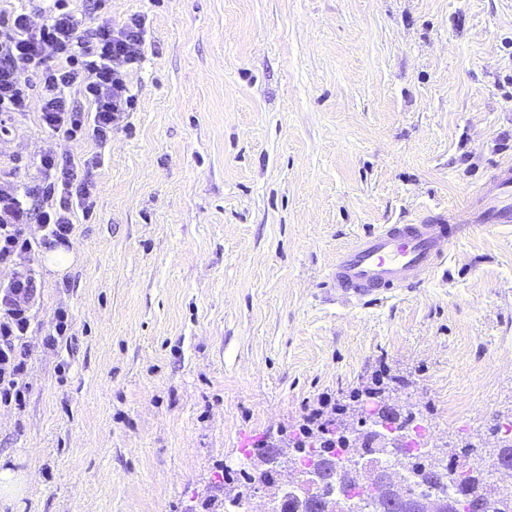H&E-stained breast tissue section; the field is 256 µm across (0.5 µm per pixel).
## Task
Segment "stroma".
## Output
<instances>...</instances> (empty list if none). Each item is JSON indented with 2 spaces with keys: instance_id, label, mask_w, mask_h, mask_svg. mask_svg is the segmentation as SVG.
I'll return each mask as SVG.
<instances>
[{
  "instance_id": "1",
  "label": "stroma",
  "mask_w": 512,
  "mask_h": 512,
  "mask_svg": "<svg viewBox=\"0 0 512 512\" xmlns=\"http://www.w3.org/2000/svg\"><path fill=\"white\" fill-rule=\"evenodd\" d=\"M147 18L106 145L0 117V193L101 154L64 271L35 219L20 401H0V512H224L228 465L381 392L429 449L512 420V224L424 283L326 299L336 254L461 205L512 158V0H112ZM70 326L58 334L59 313Z\"/></svg>"
}]
</instances>
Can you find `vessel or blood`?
<instances>
[{
    "mask_svg": "<svg viewBox=\"0 0 512 512\" xmlns=\"http://www.w3.org/2000/svg\"><path fill=\"white\" fill-rule=\"evenodd\" d=\"M512 223V165L497 170L462 208H451L414 224L389 225L365 233L339 251L328 285L364 303L387 291L421 283L464 234Z\"/></svg>",
    "mask_w": 512,
    "mask_h": 512,
    "instance_id": "obj_1",
    "label": "vessel or blood"
}]
</instances>
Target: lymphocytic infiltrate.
<instances>
[{
    "label": "lymphocytic infiltrate",
    "mask_w": 512,
    "mask_h": 512,
    "mask_svg": "<svg viewBox=\"0 0 512 512\" xmlns=\"http://www.w3.org/2000/svg\"><path fill=\"white\" fill-rule=\"evenodd\" d=\"M110 0H92L86 11L70 0H53L33 24L26 12H0V113L28 111L38 102L43 125L105 144L133 111L136 98L128 75L146 60V18L131 16L115 25L104 14ZM38 75L37 90L27 78ZM100 158L41 157L44 183L0 196V223L18 224L27 215L51 226L54 242L66 239L75 214L94 210L88 174Z\"/></svg>",
    "instance_id": "f902f5d3"
}]
</instances>
